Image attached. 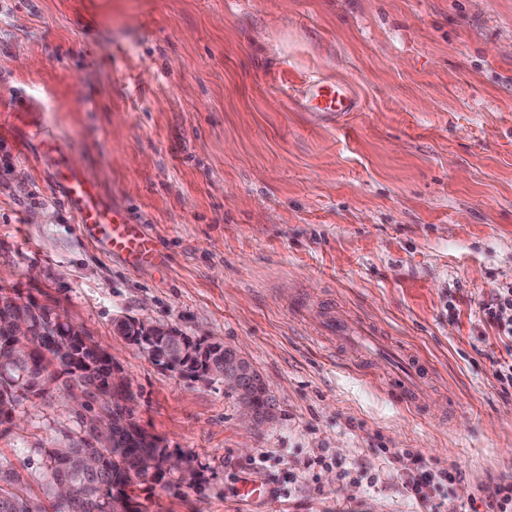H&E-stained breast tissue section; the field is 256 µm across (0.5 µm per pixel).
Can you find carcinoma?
Returning a JSON list of instances; mask_svg holds the SVG:
<instances>
[{
  "mask_svg": "<svg viewBox=\"0 0 512 512\" xmlns=\"http://www.w3.org/2000/svg\"><path fill=\"white\" fill-rule=\"evenodd\" d=\"M29 316L34 336L9 335L10 319L19 314ZM55 309L37 303L20 293L0 290V425L13 421L20 398H44L54 390L77 387L85 391L92 402L85 411L95 416L112 413V399L134 401V394L125 380L113 378L112 357L95 344L83 345L82 339L71 333L69 324L54 321ZM27 349L19 350V342ZM202 342L176 330L157 336L146 347L151 358L168 368L171 362L182 360L196 370L212 360L234 372L239 359L224 351V346L211 344L203 360H198ZM249 399L240 404L253 409L256 420L266 419L271 407L267 388L260 375L248 368L243 375ZM93 442L69 441L62 448L45 450L43 466L47 482L38 497L24 488L19 473L0 466V512H118L124 504L112 497L115 487H132L141 479L130 478V471L140 461L165 452L156 442H145L125 434L117 447L103 445L91 426H86Z\"/></svg>",
  "mask_w": 512,
  "mask_h": 512,
  "instance_id": "cac0c4a2",
  "label": "carcinoma"
}]
</instances>
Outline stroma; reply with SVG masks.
<instances>
[{
	"instance_id": "1",
	"label": "stroma",
	"mask_w": 512,
	"mask_h": 512,
	"mask_svg": "<svg viewBox=\"0 0 512 512\" xmlns=\"http://www.w3.org/2000/svg\"><path fill=\"white\" fill-rule=\"evenodd\" d=\"M314 77L360 111L324 122L284 96ZM15 107L169 256L135 270L86 241L50 164L0 135V288L64 312L192 460L135 485L144 512H465L512 476L481 313L512 285V0H0ZM329 305L428 364L419 405L318 331ZM121 317L238 350L271 418L156 364ZM88 436L64 395L25 399L0 463L36 494L45 450ZM410 452L464 471L448 499L408 498Z\"/></svg>"
}]
</instances>
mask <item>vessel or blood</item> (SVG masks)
Segmentation results:
<instances>
[{
	"instance_id": "obj_1",
	"label": "vessel or blood",
	"mask_w": 512,
	"mask_h": 512,
	"mask_svg": "<svg viewBox=\"0 0 512 512\" xmlns=\"http://www.w3.org/2000/svg\"><path fill=\"white\" fill-rule=\"evenodd\" d=\"M299 101L305 110L331 119L359 108L358 101L343 84L322 78L309 80L299 93ZM5 128L19 132L36 130L37 116L18 110L5 113L0 118V130ZM67 154V149L55 141L42 143L41 155L53 167L55 188L77 214L83 236L133 267L163 265L167 257L160 242L147 234L142 225L132 223L127 213L107 199L86 172L71 168ZM317 321L326 333L349 345L379 342L363 322L334 310H322Z\"/></svg>"
}]
</instances>
